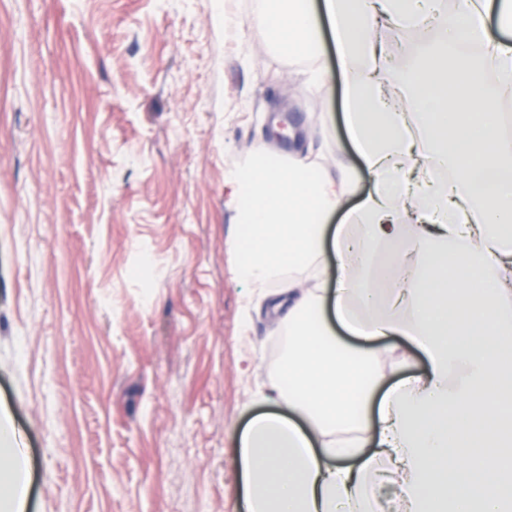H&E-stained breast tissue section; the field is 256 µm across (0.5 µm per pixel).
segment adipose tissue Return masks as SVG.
I'll return each mask as SVG.
<instances>
[{"instance_id":"ef3b65f1","label":"adipose tissue","mask_w":512,"mask_h":512,"mask_svg":"<svg viewBox=\"0 0 512 512\" xmlns=\"http://www.w3.org/2000/svg\"><path fill=\"white\" fill-rule=\"evenodd\" d=\"M254 17L280 50L312 60L315 87L330 23L356 161L331 172L258 155L228 178L248 230L240 280L270 285L329 254L340 271L332 290L288 299L269 394L281 410L254 416L238 440L247 512H382L381 472L403 512H512V136L498 111L512 101V0H454L449 14L439 0H256ZM382 18L400 28L434 20L433 36L392 68L372 37ZM462 42L480 58L458 55ZM387 84L397 99L383 98ZM411 120L428 144L430 183L417 196L403 178ZM361 168L373 182L362 196ZM389 336L411 344L393 366L419 351L428 367L388 387L371 343ZM0 504L27 509L11 450L0 451Z\"/></svg>"}]
</instances>
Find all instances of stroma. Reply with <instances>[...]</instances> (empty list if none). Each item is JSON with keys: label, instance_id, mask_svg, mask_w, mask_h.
Segmentation results:
<instances>
[{"label": "stroma", "instance_id": "obj_1", "mask_svg": "<svg viewBox=\"0 0 512 512\" xmlns=\"http://www.w3.org/2000/svg\"><path fill=\"white\" fill-rule=\"evenodd\" d=\"M255 0H0V422L28 512H246L238 438L284 353L240 281L226 182L257 151L350 160Z\"/></svg>", "mask_w": 512, "mask_h": 512}]
</instances>
